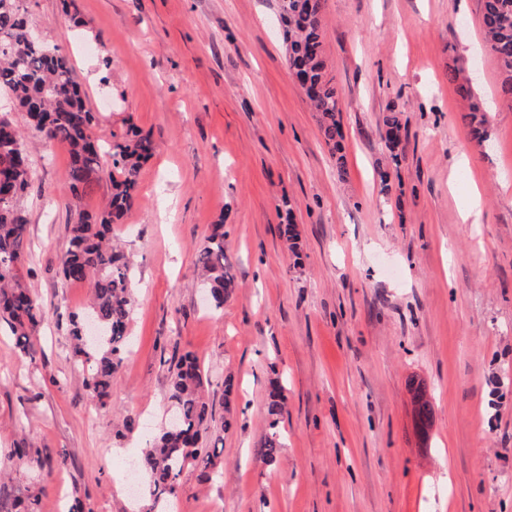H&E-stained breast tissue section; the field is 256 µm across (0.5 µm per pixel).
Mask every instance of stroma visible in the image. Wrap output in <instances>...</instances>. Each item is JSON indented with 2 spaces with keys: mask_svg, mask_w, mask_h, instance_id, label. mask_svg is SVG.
Returning <instances> with one entry per match:
<instances>
[{
  "mask_svg": "<svg viewBox=\"0 0 512 512\" xmlns=\"http://www.w3.org/2000/svg\"><path fill=\"white\" fill-rule=\"evenodd\" d=\"M278 4L26 0L41 39L72 51L102 139L133 126L157 150L112 228L136 290L131 353L102 403L70 353L88 287L58 275L70 156L0 94L35 160L21 275L46 310L32 355L0 332V504L29 486L38 512H136L126 464L162 427L170 361L189 351L234 425L212 480L184 469L174 512H512V98L482 2L324 0L341 169L288 66ZM460 67L486 115L481 144L450 78ZM391 109L407 132L396 165ZM474 187L476 223L462 219ZM218 222L237 286L216 311L196 257ZM275 385L285 413L270 464ZM21 442L42 465L18 470ZM268 416L270 432L267 434L262 448V455L268 462H273L281 448L280 433L277 430L284 407V397L278 387H273L269 393Z\"/></svg>",
  "mask_w": 512,
  "mask_h": 512,
  "instance_id": "35a3bbf8",
  "label": "stroma"
}]
</instances>
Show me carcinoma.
<instances>
[{"mask_svg": "<svg viewBox=\"0 0 512 512\" xmlns=\"http://www.w3.org/2000/svg\"><path fill=\"white\" fill-rule=\"evenodd\" d=\"M482 22L489 51L506 75L504 91L512 96V0H482ZM324 0H279L282 38L288 48L290 68L304 81V91L320 114V129L333 151L341 150L343 129L340 91L328 76L324 56ZM15 99L27 113L42 140L63 144L70 155V189L75 220L69 225L68 247L59 263L66 283H87L91 288L89 314L100 336L85 335L84 323L71 320L72 359L80 367L93 397L108 399L112 379L130 353L129 325L135 304L134 267L112 244V225L119 223L136 201L142 164L156 151L152 138L131 128L121 141L102 144L95 138L97 113L86 108L84 92L75 77L69 48L33 38L24 0H0V90ZM474 139L484 138L485 116L470 108L466 115ZM386 147L391 161L399 164L398 142L389 134L402 129L396 112L384 119ZM32 162L19 128L7 113H0V325L14 337L19 350H34L33 338L46 317L37 296L23 282L20 269L29 257V224L18 208L31 177ZM108 174L112 193L108 205L92 214L81 209L80 200L102 174ZM197 265L214 308L224 305L234 288L235 277L224 254V225L212 226L199 251ZM170 410L178 422L151 440L139 458V470L147 477L152 508L165 510L177 497L183 470L194 467L201 478H212L217 454L199 448L203 437L215 434L223 440L232 423L216 420L206 397L204 378L197 357L187 352L170 366ZM270 432L262 448L266 461L276 459L281 447L277 430L284 407L278 387L269 393ZM419 432L427 433L432 406L423 387L416 388Z\"/></svg>", "mask_w": 512, "mask_h": 512, "instance_id": "1", "label": "carcinoma"}]
</instances>
